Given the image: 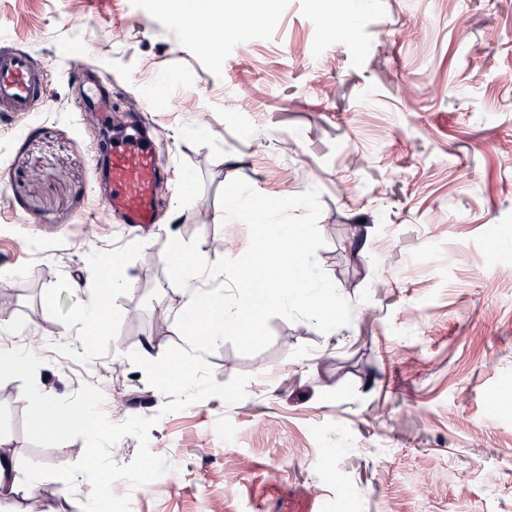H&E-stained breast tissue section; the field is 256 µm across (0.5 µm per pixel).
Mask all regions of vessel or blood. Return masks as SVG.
I'll use <instances>...</instances> for the list:
<instances>
[{"label":"vessel or blood","instance_id":"vessel-or-blood-1","mask_svg":"<svg viewBox=\"0 0 512 512\" xmlns=\"http://www.w3.org/2000/svg\"><path fill=\"white\" fill-rule=\"evenodd\" d=\"M225 22L185 20L190 37L205 47L223 45L228 26ZM41 63L25 54L0 56V112L23 114L43 104L46 93L40 80ZM162 160L157 151L132 139L115 146L108 161L111 186L108 208L120 211L134 227L146 228L154 222V186L159 179Z\"/></svg>","mask_w":512,"mask_h":512}]
</instances>
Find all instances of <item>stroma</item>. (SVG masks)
Returning <instances> with one entry per match:
<instances>
[{
    "instance_id": "1",
    "label": "stroma",
    "mask_w": 512,
    "mask_h": 512,
    "mask_svg": "<svg viewBox=\"0 0 512 512\" xmlns=\"http://www.w3.org/2000/svg\"><path fill=\"white\" fill-rule=\"evenodd\" d=\"M264 2L271 23L230 28L214 57L161 0H0V54L41 60L49 97L0 116V295L21 326L0 345L40 338L48 395L92 386L111 422L158 416L149 449L173 469L131 490V512H512V0ZM135 113L167 158L153 230L197 241L207 262L249 246L246 225L213 221L232 179L320 193L316 260L352 322L274 317L249 356L220 343L214 380L249 377L237 403L164 413L127 357L183 343L157 319L183 299L159 246L135 247L102 202L95 154ZM115 251L131 286L81 335L87 264ZM26 407L21 380L0 383L14 462L81 459L80 438L31 444ZM90 494L84 477L44 478L0 512H82Z\"/></svg>"
}]
</instances>
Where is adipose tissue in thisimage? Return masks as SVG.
<instances>
[{
  "mask_svg": "<svg viewBox=\"0 0 512 512\" xmlns=\"http://www.w3.org/2000/svg\"><path fill=\"white\" fill-rule=\"evenodd\" d=\"M124 266L125 258L120 254L105 260H92L90 273L95 286L90 291L86 305L76 317L77 324L81 325L83 330H93L99 318L109 311L112 295L129 287L130 282L123 273Z\"/></svg>",
  "mask_w": 512,
  "mask_h": 512,
  "instance_id": "1",
  "label": "adipose tissue"
}]
</instances>
